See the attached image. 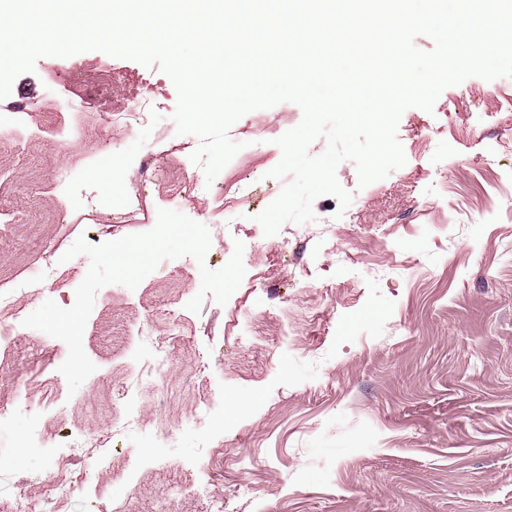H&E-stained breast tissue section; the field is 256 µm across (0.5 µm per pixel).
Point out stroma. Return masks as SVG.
<instances>
[{
    "instance_id": "obj_1",
    "label": "stroma",
    "mask_w": 512,
    "mask_h": 512,
    "mask_svg": "<svg viewBox=\"0 0 512 512\" xmlns=\"http://www.w3.org/2000/svg\"><path fill=\"white\" fill-rule=\"evenodd\" d=\"M117 72L109 96L85 114L58 112L90 74ZM151 92L154 123L133 134L98 125L95 113ZM177 91L158 68L101 51L37 59L0 113L24 108L28 163L0 150V292L26 317L46 300L64 308L90 261L61 264L67 287L18 291L36 242L64 254L78 237L116 240L113 201L139 193L128 233L152 229L172 208L195 136L172 115ZM291 102L243 115L229 131L242 165L228 163L216 192L261 183L234 215L252 262L226 304L187 302L201 277L189 256L162 261L136 289L103 287L83 335L95 372L69 392L59 367L66 344L21 328L0 351V409L22 395L44 400L51 441L23 448L25 418L0 419V503L48 512L47 468L66 458L79 495L62 512H512V78L470 77L444 89L432 111L406 109L397 138L405 164L359 187L353 161L336 169L360 209L318 197L315 221L287 243L258 232L256 215L281 192L270 177L276 144L302 120ZM264 138L249 134L252 126ZM152 146L165 168L142 175ZM66 166L96 169L103 202L87 215L77 195L48 186ZM176 342V365L154 387L150 340ZM211 426L183 420L203 399ZM158 430L176 439L152 447ZM208 498H199L198 482Z\"/></svg>"
}]
</instances>
